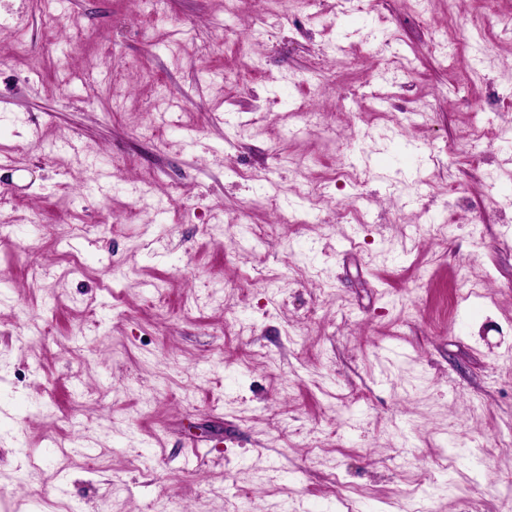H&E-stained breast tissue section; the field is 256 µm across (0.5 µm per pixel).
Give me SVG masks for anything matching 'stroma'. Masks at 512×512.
I'll return each instance as SVG.
<instances>
[{
  "label": "stroma",
  "instance_id": "obj_1",
  "mask_svg": "<svg viewBox=\"0 0 512 512\" xmlns=\"http://www.w3.org/2000/svg\"><path fill=\"white\" fill-rule=\"evenodd\" d=\"M1 156L0 512H512V0H0Z\"/></svg>",
  "mask_w": 512,
  "mask_h": 512
}]
</instances>
